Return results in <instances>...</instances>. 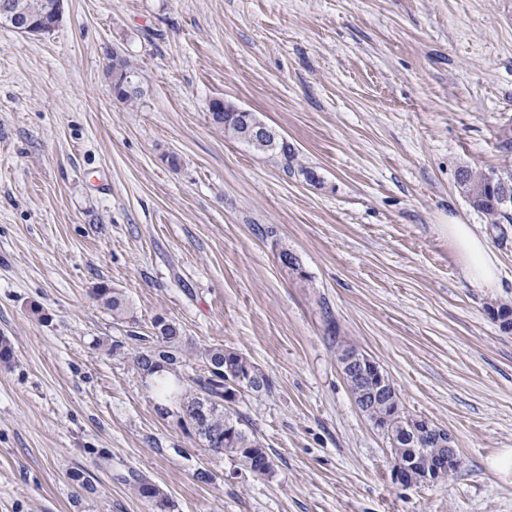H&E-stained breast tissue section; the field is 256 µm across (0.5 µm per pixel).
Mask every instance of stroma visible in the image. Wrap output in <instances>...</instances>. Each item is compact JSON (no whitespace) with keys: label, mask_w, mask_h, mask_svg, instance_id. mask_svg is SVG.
<instances>
[{"label":"stroma","mask_w":512,"mask_h":512,"mask_svg":"<svg viewBox=\"0 0 512 512\" xmlns=\"http://www.w3.org/2000/svg\"><path fill=\"white\" fill-rule=\"evenodd\" d=\"M116 46L138 99L112 95ZM216 99L296 167L225 134ZM509 128L512 0H65L49 33L0 26V512H149L135 473L175 512H512L491 465L512 449V331L491 313L512 307V224L490 230L456 188L462 167L512 170ZM451 224L486 239L497 288L466 279ZM102 281L129 318L90 297ZM158 316L268 374L235 408L270 474L155 412L129 352ZM341 341L454 436L447 483L393 481ZM108 61L106 73L112 89H122L125 86L124 81L129 79L139 82V72L124 51L112 48V52L108 53ZM132 81L129 82L127 93H131L135 88ZM135 494L150 506L152 512H174V503L164 490L146 477L133 475Z\"/></svg>","instance_id":"1"}]
</instances>
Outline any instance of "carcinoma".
Returning <instances> with one entry per match:
<instances>
[{
  "label": "carcinoma",
  "mask_w": 512,
  "mask_h": 512,
  "mask_svg": "<svg viewBox=\"0 0 512 512\" xmlns=\"http://www.w3.org/2000/svg\"><path fill=\"white\" fill-rule=\"evenodd\" d=\"M107 76L113 89L124 87V81H139V72L126 53L112 49L108 53ZM213 121L224 132L250 149L280 155L285 166L295 160V151L288 141L267 126L261 135H254L242 121L225 108L212 113ZM457 188L475 210L483 213L493 226L512 223V211L501 202L505 191L512 192V172L483 173L467 167L458 170ZM91 296L100 305L122 319L128 314L125 295L105 282L91 288ZM154 334L150 338L137 337L142 345L134 349L133 363L145 378L153 380L155 410L174 405L179 410L174 422L184 434L199 441L212 454L224 456L232 462L260 475L271 472L269 454L257 434L235 410L241 392L255 395L272 389L269 376L244 354L222 345L208 347L197 353L203 368L191 375L181 374L184 358L192 350V341L185 336L179 324L159 316L154 320ZM230 372L243 380L242 390L229 395L225 384L214 379L218 372ZM378 372L369 367L358 380L348 384L354 403L376 426L389 445L391 459L409 454L406 429L415 415L402 405L394 385L379 388ZM135 494L150 506L151 512H174V503L164 490L146 477L134 475Z\"/></svg>",
  "instance_id": "obj_1"
}]
</instances>
